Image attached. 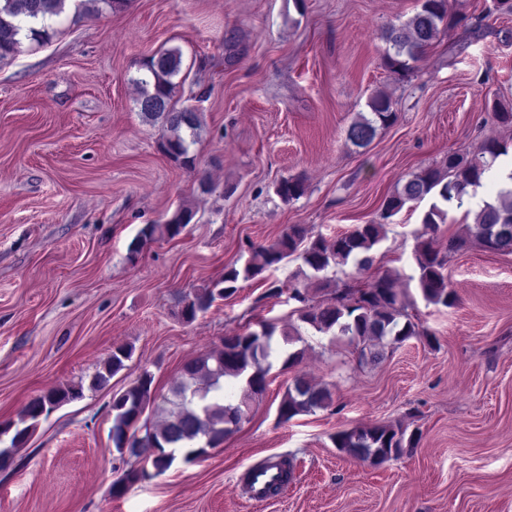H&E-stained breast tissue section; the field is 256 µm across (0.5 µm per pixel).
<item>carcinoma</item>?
<instances>
[{"label": "carcinoma", "mask_w": 512, "mask_h": 512, "mask_svg": "<svg viewBox=\"0 0 512 512\" xmlns=\"http://www.w3.org/2000/svg\"><path fill=\"white\" fill-rule=\"evenodd\" d=\"M66 0H0V62L21 52L20 17L41 19L40 27H28L27 38L41 43L51 35L48 20L59 16ZM471 32L479 25L456 11V0H420L419 10L401 24L383 27L379 38L384 44L382 63L390 72L405 78L416 64L435 46L440 35L456 27ZM182 71V52L171 48L150 56L143 63V72L134 83L139 89L135 99L143 120L160 124L164 130L159 150L174 164L196 171L197 155L191 152L201 136V114L188 106L177 107L173 96ZM396 102L383 90L375 91L367 101L369 111L356 115L347 129V141L368 148L378 131L393 124L397 118ZM508 153V143L497 138L483 141L478 151H450L438 165L422 167L409 173L383 202L382 218L390 219L404 207H418L432 200L422 216V231L415 235L413 258L418 270L417 285L429 304L449 307L456 302V291L448 277L451 255L477 244L483 249L512 254V187L499 188L493 200H482L478 210L466 211L473 222L448 238L447 251L435 246L434 235L446 223L449 209L461 208L484 186L483 176L492 163ZM300 177L281 179L276 194L286 203L299 200L306 193ZM194 217L186 206L175 211L162 224L144 225L129 247L128 259L133 261L144 248L159 238L173 239ZM384 225L358 224L351 230L326 238L303 224H291L269 244L250 243L243 264L224 267L221 279L177 299L178 316L186 323L207 313L216 300L232 296L239 281L263 279L269 282L264 297L281 295L272 273L290 261H301L312 272L317 290L292 285L289 299L299 303L296 312L301 322L318 333L332 334L355 347L359 361L379 363L387 354L416 336L426 335L407 311L405 291L400 288V275L384 271L365 276L375 262L374 251L384 239ZM353 265L355 275L343 287L327 290L330 281L322 276L332 267ZM260 330L235 333L224 337L217 351H209L188 362L180 377L170 387V396L157 397L152 385L154 377L145 369L126 388L112 394V427L109 437L121 461L144 460L151 463L155 474L161 475L184 451L183 460L191 462L207 454L224 438L235 432L250 413L253 402L266 390L268 375L281 349L276 339L277 325L262 321ZM133 348L120 345L104 360L89 384L78 382L56 387L32 399L18 420L0 423V470L8 467L17 451L35 432L41 418L59 406L78 400L84 390H102L110 380L125 369ZM333 404L331 389L312 382L303 374L293 377L278 406L279 419L287 422L298 415L327 409ZM409 425L366 424L336 432L335 447L343 455L380 465L397 459L415 448L420 439L418 430ZM270 493H279L288 483L292 465L282 461ZM148 477L134 466L124 470L112 483V495L120 496L132 485Z\"/></svg>", "instance_id": "1"}]
</instances>
